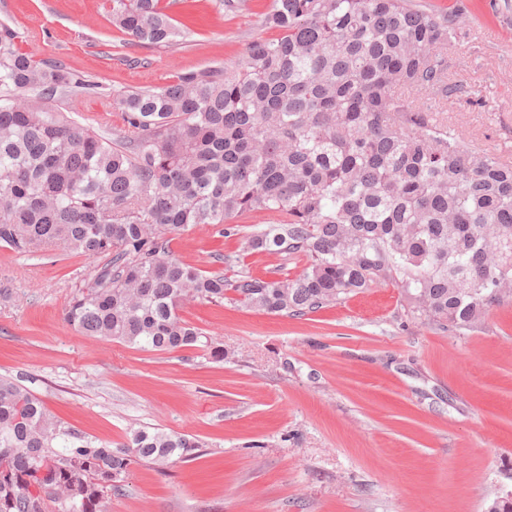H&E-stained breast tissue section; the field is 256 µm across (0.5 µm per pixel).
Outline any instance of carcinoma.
<instances>
[{"label": "carcinoma", "instance_id": "carcinoma-1", "mask_svg": "<svg viewBox=\"0 0 512 512\" xmlns=\"http://www.w3.org/2000/svg\"><path fill=\"white\" fill-rule=\"evenodd\" d=\"M112 27L166 46L165 0H111ZM469 16L412 0H271L274 38L240 58L117 92L122 127L98 132L51 102L90 80L35 59L0 23V247L104 260L65 309L84 336L141 350L212 346L179 315L188 300L305 316L394 282L410 316L469 329L512 302V164L477 154L416 97L449 85L448 49ZM279 220L244 255L304 257L297 275L206 274L176 257L200 224ZM200 447L189 434L132 429L112 446L50 415L0 377V512H111L139 462Z\"/></svg>", "mask_w": 512, "mask_h": 512}]
</instances>
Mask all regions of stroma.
<instances>
[{
	"mask_svg": "<svg viewBox=\"0 0 512 512\" xmlns=\"http://www.w3.org/2000/svg\"><path fill=\"white\" fill-rule=\"evenodd\" d=\"M471 18L448 55L441 119L470 150L512 163V16L504 0H466ZM248 11L196 15L175 44L128 40L109 0H0V23L26 35L37 58L98 83L56 105L108 131L121 126L118 90L163 86L180 73L239 56L270 37ZM265 217H239V236L210 225L171 243L209 272L249 266L278 278L304 259H239L240 235ZM95 267L85 257L19 256L0 248V375L28 387L48 413L105 442L142 426L196 436L200 448L166 464L133 465L112 512H485L512 492V304L473 330L407 316L399 288L381 284L294 317L185 302L183 319L224 350L151 352L82 336L63 320Z\"/></svg>",
	"mask_w": 512,
	"mask_h": 512,
	"instance_id": "stroma-1",
	"label": "stroma"
}]
</instances>
